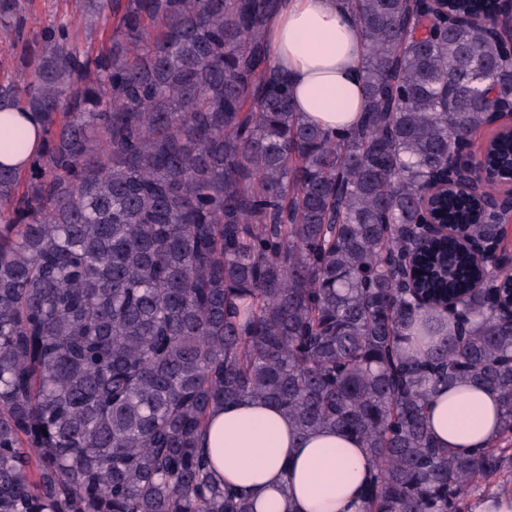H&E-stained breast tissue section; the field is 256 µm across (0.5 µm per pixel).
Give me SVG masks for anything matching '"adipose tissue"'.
Listing matches in <instances>:
<instances>
[{
  "instance_id": "adipose-tissue-1",
  "label": "adipose tissue",
  "mask_w": 512,
  "mask_h": 512,
  "mask_svg": "<svg viewBox=\"0 0 512 512\" xmlns=\"http://www.w3.org/2000/svg\"><path fill=\"white\" fill-rule=\"evenodd\" d=\"M266 38L297 111L327 130L357 124L365 38L342 0H281ZM14 128L23 144L0 147V163L21 169L43 151L46 137L37 114L0 109V135ZM426 419L442 446L466 454L498 437L499 400L479 386L457 384L434 394ZM201 445L215 472L256 512H362L369 460L353 435L302 433L272 404L240 398L212 409Z\"/></svg>"
}]
</instances>
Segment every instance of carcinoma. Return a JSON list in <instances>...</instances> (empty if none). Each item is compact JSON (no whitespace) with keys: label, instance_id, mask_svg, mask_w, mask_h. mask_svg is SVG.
I'll return each mask as SVG.
<instances>
[{"label":"carcinoma","instance_id":"obj_1","mask_svg":"<svg viewBox=\"0 0 512 512\" xmlns=\"http://www.w3.org/2000/svg\"><path fill=\"white\" fill-rule=\"evenodd\" d=\"M279 0H85L68 25L0 29L43 47L0 106L40 114L46 149L0 162V512H254L197 446L243 397L303 433L357 437L364 512H472L512 467V268L458 242L426 252L427 195L512 103L497 0H346L365 40L359 124L303 120L264 38ZM485 165L512 179V135ZM443 218L496 245L498 218L449 193ZM435 340L411 354L403 337ZM501 404L459 454L425 424L441 387ZM33 1L36 20L32 18L31 25L39 26L72 20L82 49L96 52L110 35V24L108 25L99 15L89 12L82 0Z\"/></svg>","mask_w":512,"mask_h":512}]
</instances>
